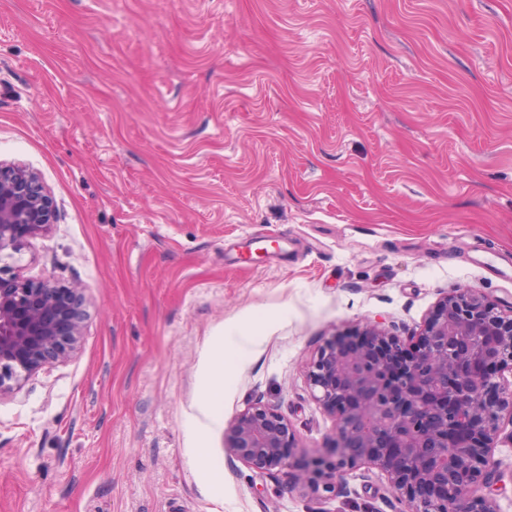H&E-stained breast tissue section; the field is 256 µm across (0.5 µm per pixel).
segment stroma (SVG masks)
I'll return each mask as SVG.
<instances>
[{"label": "stroma", "mask_w": 512, "mask_h": 512, "mask_svg": "<svg viewBox=\"0 0 512 512\" xmlns=\"http://www.w3.org/2000/svg\"><path fill=\"white\" fill-rule=\"evenodd\" d=\"M0 162L55 205L23 274L85 294L78 353L0 398V512H400L375 467L307 497L224 428L259 399L323 447L329 338L512 307V0H0ZM491 468L512 512L511 443Z\"/></svg>", "instance_id": "1"}]
</instances>
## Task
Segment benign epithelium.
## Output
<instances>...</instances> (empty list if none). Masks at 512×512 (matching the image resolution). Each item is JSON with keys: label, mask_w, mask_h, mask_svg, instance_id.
<instances>
[{"label": "benign epithelium", "mask_w": 512, "mask_h": 512, "mask_svg": "<svg viewBox=\"0 0 512 512\" xmlns=\"http://www.w3.org/2000/svg\"><path fill=\"white\" fill-rule=\"evenodd\" d=\"M54 216L36 172L0 163V397L67 362L83 340L82 288L15 266ZM507 369L512 309L459 288L406 339L367 324L319 350L306 380L336 422L320 458L306 461L292 424L262 401L228 423L225 453L265 475L297 467L294 485L313 496L335 492L345 469L373 465L411 512H496L488 468L498 443L512 442Z\"/></svg>", "instance_id": "7a95c632"}]
</instances>
